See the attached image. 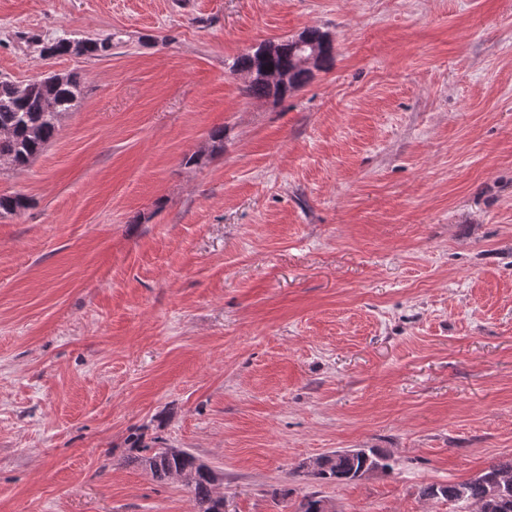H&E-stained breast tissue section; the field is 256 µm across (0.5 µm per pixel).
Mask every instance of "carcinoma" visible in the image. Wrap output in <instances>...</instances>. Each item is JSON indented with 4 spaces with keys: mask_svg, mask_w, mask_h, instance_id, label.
<instances>
[{
    "mask_svg": "<svg viewBox=\"0 0 512 512\" xmlns=\"http://www.w3.org/2000/svg\"><path fill=\"white\" fill-rule=\"evenodd\" d=\"M324 33L309 28L296 39H284L277 50L260 56L251 50L237 57L231 64L235 72L252 75L260 70L288 74V87L274 88L269 83L250 80L246 92L255 97L283 98L313 76V72L299 63L298 57L314 49L321 51V68L328 69L333 62V52L323 49ZM112 49V38H85L77 40L56 37L48 40L42 53L55 55H80L104 57ZM12 81L0 77V167L21 169L26 166L55 138L64 113L71 111L83 94V80L77 73L64 75L63 80L48 85L35 78L24 85L17 94ZM28 207V199L21 194L0 195V216L17 215ZM130 458L151 473L158 481L179 478L194 497L195 512H217L223 497L215 495L220 475L197 456L183 448H157L141 438L132 440ZM379 463L381 469L391 468L387 457L372 449L352 457L318 458L314 476L322 481L335 478L340 483H350L367 464ZM512 471V461L494 465L461 483L429 485L421 489L425 499L445 498L450 501L469 502L482 507L483 502L496 492L495 472Z\"/></svg>",
    "mask_w": 512,
    "mask_h": 512,
    "instance_id": "carcinoma-1",
    "label": "carcinoma"
}]
</instances>
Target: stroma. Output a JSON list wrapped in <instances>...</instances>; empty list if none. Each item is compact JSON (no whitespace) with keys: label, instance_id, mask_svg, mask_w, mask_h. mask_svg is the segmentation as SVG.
Wrapping results in <instances>:
<instances>
[{"label":"stroma","instance_id":"obj_1","mask_svg":"<svg viewBox=\"0 0 512 512\" xmlns=\"http://www.w3.org/2000/svg\"><path fill=\"white\" fill-rule=\"evenodd\" d=\"M309 28L331 68L249 96L234 58ZM69 72L0 171V512H194L134 433L228 512H476L419 491L512 459V0H0V76ZM349 448L392 468L301 469ZM80 42V49H75V43ZM112 49V38H85L75 39L69 37H56L48 39L42 47V53L55 55H80L88 57H104ZM129 452L141 468L149 471L158 481L179 478L194 497L195 512L217 511L224 497L215 495L220 475L197 456L183 448H156L142 438L132 440ZM364 448H352L336 453H330L331 457L339 455H351L352 457H340L336 459L327 457L326 455L319 457L317 461V469L314 472V476L319 478L320 481H330L332 478L338 479L337 483H350L353 482V478L365 467L368 463L370 467L373 463L377 462L381 466V470L391 468V465L387 462V457L375 452L373 449ZM357 455V456H355ZM379 470L377 466L373 465L369 470H363L359 473V477H362L370 472Z\"/></svg>","mask_w":512,"mask_h":512}]
</instances>
